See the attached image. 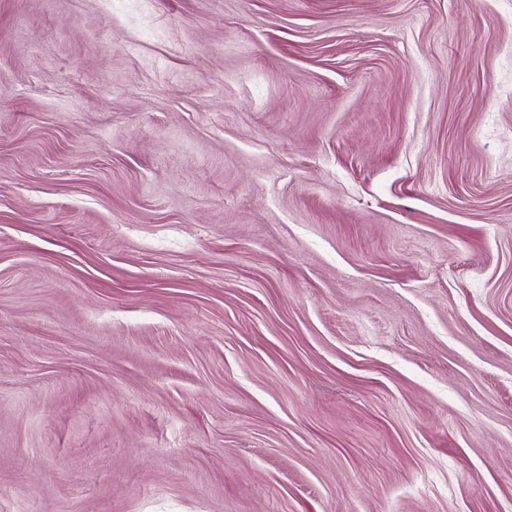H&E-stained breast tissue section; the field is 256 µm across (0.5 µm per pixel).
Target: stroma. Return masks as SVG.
I'll return each mask as SVG.
<instances>
[{
	"instance_id": "35a3bbf8",
	"label": "stroma",
	"mask_w": 512,
	"mask_h": 512,
	"mask_svg": "<svg viewBox=\"0 0 512 512\" xmlns=\"http://www.w3.org/2000/svg\"><path fill=\"white\" fill-rule=\"evenodd\" d=\"M0 512H512V0H0Z\"/></svg>"
}]
</instances>
